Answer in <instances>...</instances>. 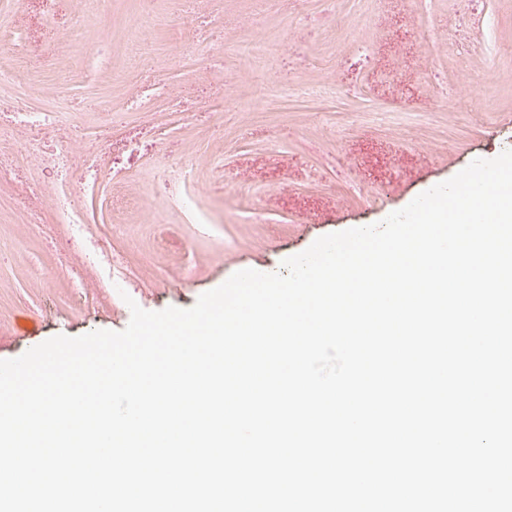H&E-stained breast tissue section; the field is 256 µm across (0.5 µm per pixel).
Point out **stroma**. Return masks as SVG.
Masks as SVG:
<instances>
[{"label":"stroma","mask_w":512,"mask_h":512,"mask_svg":"<svg viewBox=\"0 0 512 512\" xmlns=\"http://www.w3.org/2000/svg\"><path fill=\"white\" fill-rule=\"evenodd\" d=\"M510 43L512 0H0V360L282 272L512 149Z\"/></svg>","instance_id":"obj_1"}]
</instances>
